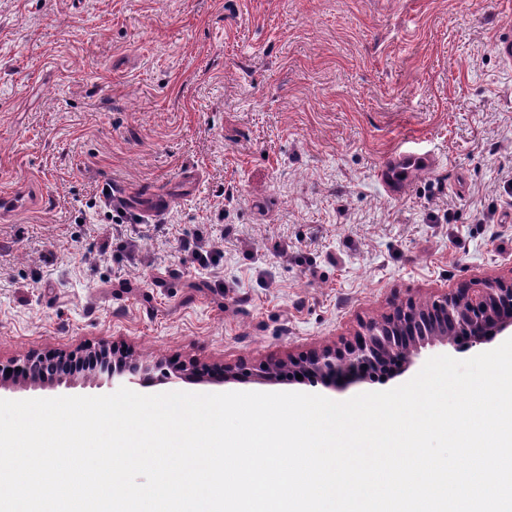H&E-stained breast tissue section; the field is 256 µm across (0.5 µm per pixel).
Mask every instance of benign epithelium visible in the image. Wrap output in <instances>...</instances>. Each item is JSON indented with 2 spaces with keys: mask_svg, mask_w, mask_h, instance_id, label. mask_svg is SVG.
Here are the masks:
<instances>
[{
  "mask_svg": "<svg viewBox=\"0 0 512 512\" xmlns=\"http://www.w3.org/2000/svg\"><path fill=\"white\" fill-rule=\"evenodd\" d=\"M512 329V281L491 280L482 288H458L440 299L396 307L381 319L361 322L359 330L343 346L324 349L300 358H290L256 370L266 382H293L296 375L312 385H334L340 381L383 380L399 366L413 363L422 349L437 344L466 351L493 341ZM97 378L112 382L138 366H127L126 358L102 344L91 352ZM60 366L49 359L25 356L12 367L14 378L31 384L58 373Z\"/></svg>",
  "mask_w": 512,
  "mask_h": 512,
  "instance_id": "1",
  "label": "benign epithelium"
}]
</instances>
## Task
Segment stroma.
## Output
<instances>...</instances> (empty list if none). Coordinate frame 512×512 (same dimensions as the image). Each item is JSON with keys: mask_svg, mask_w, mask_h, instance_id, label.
Segmentation results:
<instances>
[{"mask_svg": "<svg viewBox=\"0 0 512 512\" xmlns=\"http://www.w3.org/2000/svg\"><path fill=\"white\" fill-rule=\"evenodd\" d=\"M511 35L512 0H0V192L31 200L0 213V367L105 343L151 367L139 394L262 392L261 365L512 277ZM409 149L437 165L389 196ZM74 379L0 399L109 392ZM437 164L430 152H396L381 165L378 176L388 195L402 196L416 176Z\"/></svg>", "mask_w": 512, "mask_h": 512, "instance_id": "35a3bbf8", "label": "stroma"}]
</instances>
